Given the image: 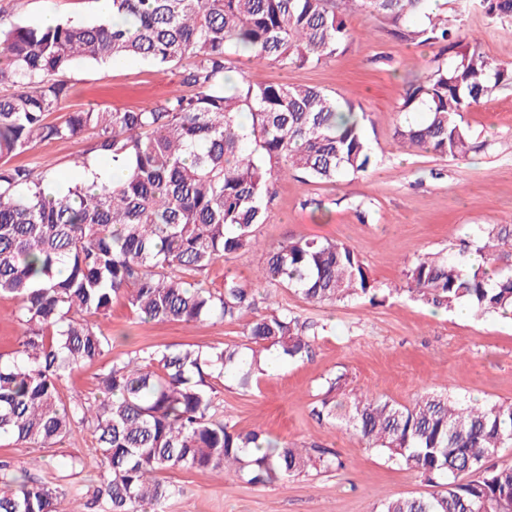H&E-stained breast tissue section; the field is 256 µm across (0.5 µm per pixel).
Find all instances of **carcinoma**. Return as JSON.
I'll list each match as a JSON object with an SVG mask.
<instances>
[{"label":"carcinoma","mask_w":512,"mask_h":512,"mask_svg":"<svg viewBox=\"0 0 512 512\" xmlns=\"http://www.w3.org/2000/svg\"><path fill=\"white\" fill-rule=\"evenodd\" d=\"M391 26L394 37L443 43L452 52L425 81L410 86L402 110L426 112L396 127L407 148L464 158L474 149L463 114L494 90L512 86L504 68L473 49L457 24L429 11V0H343ZM493 20L512 21V0H478ZM110 18L53 27L0 28V296L18 302L24 326L12 356H0V439L30 448L60 446L75 427L95 440L93 457L71 456L79 512H165L179 487L159 478L175 468L234 472L270 486L311 471L340 469L325 449L310 452L224 419L217 386L231 377L247 389L261 356L309 355L325 326L273 309L238 345L131 350L112 360L91 396L61 394L73 373L111 340L94 323L124 298L143 321L232 322L254 305L234 279L213 288L204 273L217 260L259 246L273 182L302 173L334 182L373 163L364 113L314 86L270 84L235 71L231 55L283 68L318 66L344 52L352 33L336 0H105ZM140 58L159 66L193 59L183 83L194 88L154 109L69 112L57 123L79 63ZM91 131L94 151L121 171L117 180L80 176L57 193L11 158L39 141ZM512 226L486 224L446 257L419 254L403 292L437 309L468 305L512 318V268L492 272ZM483 262H473L472 253ZM260 280L305 301L334 304L378 297L357 253L327 238H291L265 253ZM317 420L343 427L433 487L383 500L377 512H512V467L496 464L512 447V402L477 403L446 393L409 405L360 395L331 397L345 376L326 378ZM68 492L0 462V512H64Z\"/></svg>","instance_id":"cac0c4a2"}]
</instances>
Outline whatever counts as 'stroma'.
I'll return each instance as SVG.
<instances>
[{
  "label": "stroma",
  "instance_id": "1",
  "mask_svg": "<svg viewBox=\"0 0 512 512\" xmlns=\"http://www.w3.org/2000/svg\"><path fill=\"white\" fill-rule=\"evenodd\" d=\"M58 20L93 22L97 0H0L7 22L36 26L45 11ZM440 13L459 21L478 50L496 63L512 67V26L490 21L460 0H441ZM355 39L350 48L320 66L282 68L271 62L239 61L238 66L262 81L311 85L349 100L366 113V133L375 163L365 173L333 183H317L295 174L277 181L269 217L259 225L260 249L216 262L206 273L212 287L235 278L251 288L255 309L233 322H144L125 299L113 301L102 331L112 347L62 386L64 395L90 394L112 359L138 348L194 345L203 349L247 345L245 328L254 317L282 307L303 321L328 324L311 356L283 361L276 373L261 376L251 391L225 379L219 397L236 429L257 430L271 439L302 448H326L345 462L342 470L311 472L273 486L244 482L234 474L172 470L165 480L182 492L165 512H376L391 496L429 492L424 478L388 461L349 431L321 425L311 415L327 376L345 374L346 395L369 392L401 404L426 391L481 401H512V321L499 316L459 317L401 294L404 270L420 252L448 255L460 240L485 224L512 225V87L495 90L465 115L479 147L455 160L400 148L397 126L422 120L419 112L401 109L408 81L425 77L445 62L438 44L405 42L393 37L377 15L347 13ZM184 65L158 66L142 59L116 64L81 63L64 75L71 88L68 110L146 109L173 94L188 93ZM91 134L67 141L35 144L21 163L51 177L70 181L74 163L87 159L103 166L93 153ZM320 236L351 246L370 280L384 291V301L370 304L352 298L315 306L285 288H269L257 277L262 252L293 236ZM94 440L75 429L62 446L41 450L9 440L0 442V460L53 482L56 463L69 455L92 453ZM51 465H34V458Z\"/></svg>",
  "mask_w": 512,
  "mask_h": 512
}]
</instances>
